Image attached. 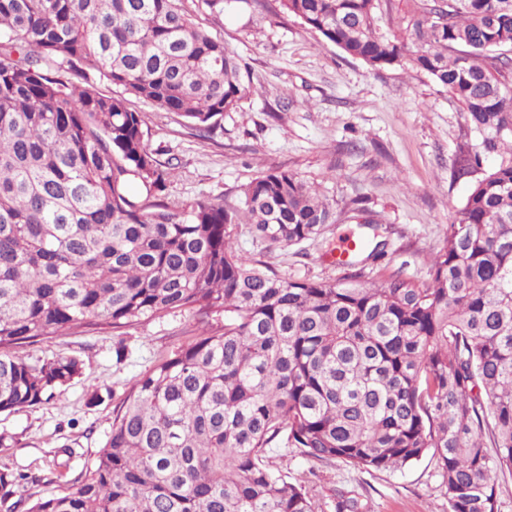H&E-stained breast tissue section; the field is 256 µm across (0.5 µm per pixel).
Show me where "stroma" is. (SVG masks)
<instances>
[{
    "instance_id": "obj_1",
    "label": "stroma",
    "mask_w": 512,
    "mask_h": 512,
    "mask_svg": "<svg viewBox=\"0 0 512 512\" xmlns=\"http://www.w3.org/2000/svg\"><path fill=\"white\" fill-rule=\"evenodd\" d=\"M182 6L242 59L251 87L203 136L178 113L132 101L157 160L173 172L162 195L169 209L185 215L199 201H233L263 172L288 170L335 201L336 223L323 238L276 249L241 224L232 234L238 249L285 277L333 283L343 271L325 257L324 243L359 233L355 215L364 208L387 242L365 275L428 280L430 258L474 181L460 171V149L482 140L460 104L425 74L372 70L298 20L277 17L275 0H231L220 16L202 0ZM223 325V317L178 309L118 329L76 327L24 348L29 361L74 357L82 369L50 403L0 414V468L26 476L15 512L74 491L132 385L160 358ZM271 456L304 482L316 512H336L344 492L357 496L362 512H448L428 456L397 472L327 464L296 450Z\"/></svg>"
}]
</instances>
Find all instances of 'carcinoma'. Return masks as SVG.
I'll return each mask as SVG.
<instances>
[{"label": "carcinoma", "mask_w": 512, "mask_h": 512, "mask_svg": "<svg viewBox=\"0 0 512 512\" xmlns=\"http://www.w3.org/2000/svg\"><path fill=\"white\" fill-rule=\"evenodd\" d=\"M277 2L372 69L446 89L482 134L463 159L482 175L430 281L355 272L386 245L367 219L342 278L288 279L238 252L234 226L287 248L336 223L333 203L273 169L183 218L161 203L172 171L128 107L200 130L235 110L250 77L223 40L180 0H0V414L80 374L71 357L29 362L37 338L224 315L223 332L137 380L78 487L30 512H315L273 448L378 472L430 454L448 512H497L512 473V0H421L400 34L379 24L380 0ZM23 480L0 469L1 506Z\"/></svg>", "instance_id": "obj_1"}]
</instances>
